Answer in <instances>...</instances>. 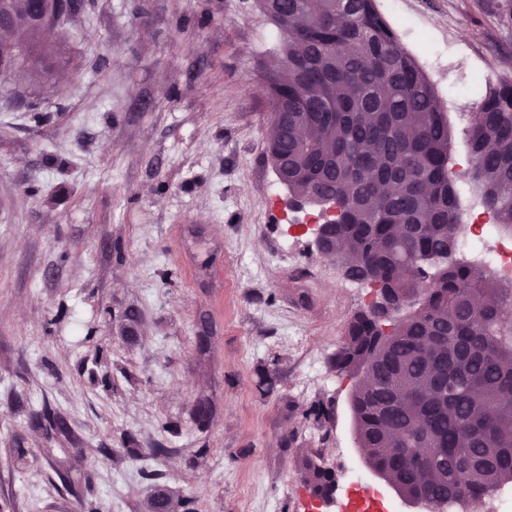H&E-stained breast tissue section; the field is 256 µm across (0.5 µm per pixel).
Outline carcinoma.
I'll list each match as a JSON object with an SVG mask.
<instances>
[{"mask_svg": "<svg viewBox=\"0 0 512 512\" xmlns=\"http://www.w3.org/2000/svg\"><path fill=\"white\" fill-rule=\"evenodd\" d=\"M255 2L287 32L265 75L270 155L286 161L295 200L336 204L321 254L381 296L353 314L333 359L357 378L356 439L403 492L443 507L460 488L480 502L512 483V285L455 258L452 136L434 84L375 0ZM0 16V56L27 52L1 79L49 83L68 65L67 41L43 42L31 0H0ZM467 149L466 177L512 234V79L486 92ZM300 465L317 493L333 491L318 454Z\"/></svg>", "mask_w": 512, "mask_h": 512, "instance_id": "obj_1", "label": "carcinoma"}]
</instances>
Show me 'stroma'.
<instances>
[{"label": "stroma", "mask_w": 512, "mask_h": 512, "mask_svg": "<svg viewBox=\"0 0 512 512\" xmlns=\"http://www.w3.org/2000/svg\"><path fill=\"white\" fill-rule=\"evenodd\" d=\"M404 10L417 60L448 37L483 60L433 81L473 86L448 110L464 163L512 77V0ZM69 29L55 82L0 81V512H148L159 492L170 512H343L366 463L331 360L376 292L293 229L314 208L266 148L279 36L254 0H84ZM45 404L65 432L32 420ZM311 451L331 499L301 476Z\"/></svg>", "instance_id": "stroma-1"}]
</instances>
